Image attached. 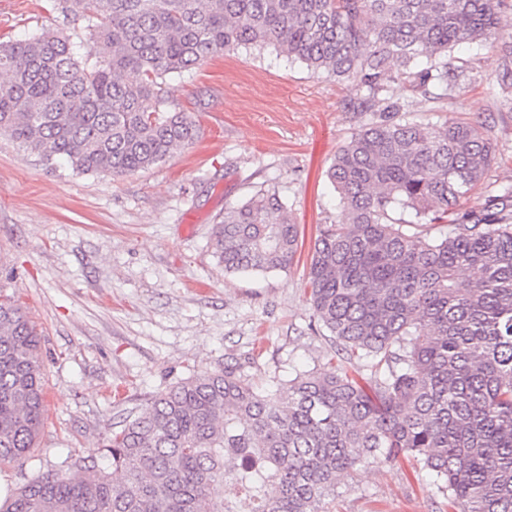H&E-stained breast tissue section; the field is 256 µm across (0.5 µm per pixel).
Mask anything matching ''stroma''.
I'll list each match as a JSON object with an SVG mask.
<instances>
[{
    "label": "stroma",
    "instance_id": "stroma-1",
    "mask_svg": "<svg viewBox=\"0 0 512 512\" xmlns=\"http://www.w3.org/2000/svg\"><path fill=\"white\" fill-rule=\"evenodd\" d=\"M63 0H0V44L52 27L94 58L83 22ZM459 89L416 105L411 118L483 125L496 157L462 201L480 209L512 182V108L495 80L497 57L459 52ZM173 109L202 134L158 166L122 179L45 165L0 132V294L18 300L41 333L46 414L24 467L0 469L9 489L88 454L158 392L194 373L231 366L260 391L295 373L344 363L317 321L306 273L319 230L343 219L327 171L353 133L374 120L352 112L359 91L288 60L239 47L167 77ZM273 189L293 213L301 248L284 271L228 274L213 248L226 209ZM325 512H448L425 471L378 457L347 477Z\"/></svg>",
    "mask_w": 512,
    "mask_h": 512
}]
</instances>
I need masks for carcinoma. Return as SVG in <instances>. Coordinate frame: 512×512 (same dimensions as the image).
I'll use <instances>...</instances> for the list:
<instances>
[{
  "mask_svg": "<svg viewBox=\"0 0 512 512\" xmlns=\"http://www.w3.org/2000/svg\"><path fill=\"white\" fill-rule=\"evenodd\" d=\"M99 47L81 61L55 29L0 48V130L52 164L118 179L200 137L164 94L170 75L241 46L276 47L354 83L377 120L354 133L328 177L347 221L315 240L307 275L318 321L385 378L303 371L273 394L233 367L157 393L86 456L20 486L5 512H323L369 458L426 471L452 512H512V186L478 211L461 200L495 146L477 122L401 116L459 86L455 48L499 52L512 95V0H65ZM137 74L129 82L125 75ZM449 224L429 239L407 225ZM226 273L286 270L299 229L274 190L224 210L213 232ZM45 413L40 334L0 298V467H22ZM245 498L250 507L237 510Z\"/></svg>",
  "mask_w": 512,
  "mask_h": 512,
  "instance_id": "1",
  "label": "carcinoma"
}]
</instances>
